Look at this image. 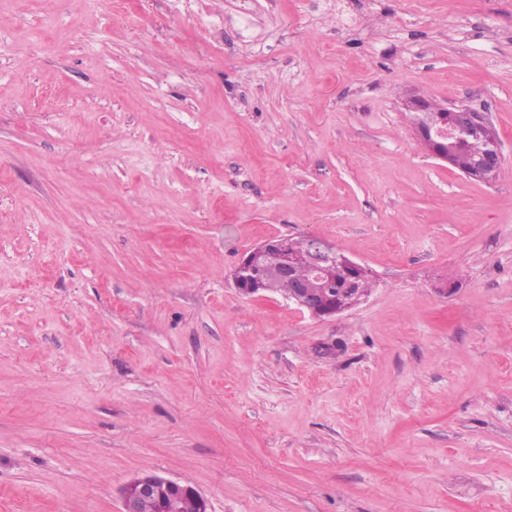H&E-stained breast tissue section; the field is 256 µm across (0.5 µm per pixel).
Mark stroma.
<instances>
[{"instance_id": "stroma-1", "label": "stroma", "mask_w": 512, "mask_h": 512, "mask_svg": "<svg viewBox=\"0 0 512 512\" xmlns=\"http://www.w3.org/2000/svg\"><path fill=\"white\" fill-rule=\"evenodd\" d=\"M483 113L497 178L407 96ZM313 235L318 320L233 273ZM512 512V0H0V512ZM405 107L417 116L416 131L432 156L457 169L453 163L456 145L468 138L483 139L487 142V150L479 140L462 142L457 165L461 169L470 168L486 150L472 171L463 174L483 181H491L497 176L502 166V152L495 130L484 115L468 108L440 106L415 95L405 100ZM303 239L308 256L303 249ZM288 240V237L267 239L242 256L234 273V284L241 295L263 296L271 288L270 292L288 296V301L318 319L334 317L363 301L370 288V281L367 274L363 276L365 268L361 264L342 255L336 245L314 236L291 238L289 243ZM288 252L292 254V260ZM308 257V277L296 281L292 288L293 281L288 278L293 276V264L295 278L306 277L309 271ZM271 268L279 275L288 277L269 273L266 288L265 274ZM342 273L347 298L342 288ZM335 275L334 301V297L327 295L330 290L325 285L334 280ZM290 288L292 290L288 294ZM336 302L340 305H336ZM190 498L197 512H209L205 497L191 486L150 472L138 475L125 483L121 490L122 512H140L144 501H154L158 507L145 504L142 512H180L181 503Z\"/></svg>"}]
</instances>
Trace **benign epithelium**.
I'll return each mask as SVG.
<instances>
[{
    "instance_id": "benign-epithelium-1",
    "label": "benign epithelium",
    "mask_w": 512,
    "mask_h": 512,
    "mask_svg": "<svg viewBox=\"0 0 512 512\" xmlns=\"http://www.w3.org/2000/svg\"><path fill=\"white\" fill-rule=\"evenodd\" d=\"M405 107L417 116L416 131L432 156L452 167L459 142L468 138L483 139L487 142V150L469 176L483 181H491L497 176L502 166V152L495 130L484 115L468 108L440 106L415 95L405 100ZM304 242L310 273L307 278L295 282L288 301L318 319L334 317L361 303L366 292L358 287V281L365 268L342 255L336 245L328 241L307 235ZM271 269L281 276H293L288 238L267 239L248 250L234 273L236 289L245 297L264 295L267 291L265 274ZM338 270L343 273L347 294L342 305L336 304L334 298L327 295L329 289L325 288ZM186 498L194 501L197 512H209L207 500L195 488L156 472L144 473L123 485L122 512H140L145 501L155 502L159 512H180L181 503Z\"/></svg>"
}]
</instances>
